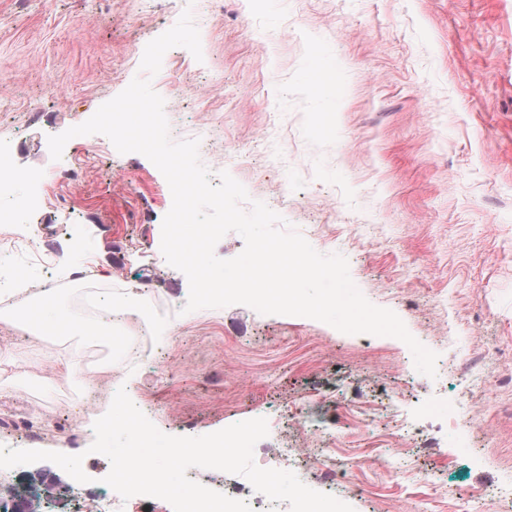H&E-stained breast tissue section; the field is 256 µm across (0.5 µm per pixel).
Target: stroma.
Returning <instances> with one entry per match:
<instances>
[{
	"label": "stroma",
	"instance_id": "stroma-1",
	"mask_svg": "<svg viewBox=\"0 0 512 512\" xmlns=\"http://www.w3.org/2000/svg\"><path fill=\"white\" fill-rule=\"evenodd\" d=\"M192 10L203 58L169 49L152 86L172 140L223 116L225 169L322 254L339 253L374 305L394 311L438 355L417 372L392 337L344 334L301 316L245 305L183 313L189 285L160 251L172 205L159 169L118 153L100 134L72 138L64 157L96 165L16 185L34 200L38 246L54 259L64 314L84 287L99 307L142 288L148 341L135 360L91 336L51 340L0 322V345L25 365L0 372V443L80 454L108 410L112 363L133 403L165 434L201 436L264 410L295 407L311 387L333 407L324 426L337 460L356 451L347 417L392 403L417 424L418 448L388 449L387 467L336 483L354 512L391 500L421 506L430 485L475 491L482 512H512V0H0V151L25 167L48 138L91 118L138 74L144 49ZM286 180L288 191L271 186ZM150 258L143 267L129 239ZM89 283L71 281L86 263ZM455 343L441 345L445 321ZM502 348L497 379L477 393L458 369L461 347ZM444 403L441 432L425 407ZM479 417L481 432L466 425Z\"/></svg>",
	"mask_w": 512,
	"mask_h": 512
}]
</instances>
